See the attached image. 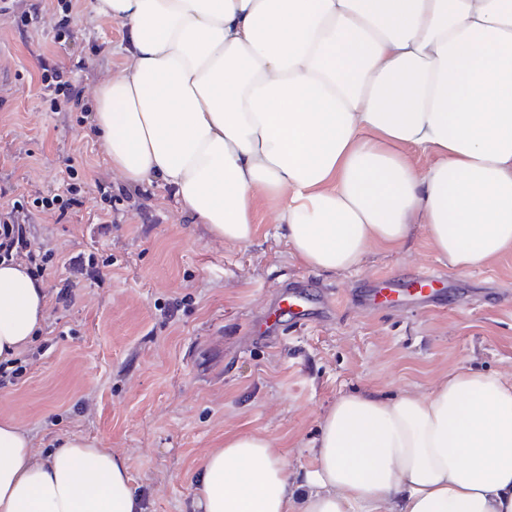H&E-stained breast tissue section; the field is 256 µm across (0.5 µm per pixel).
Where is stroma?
Here are the masks:
<instances>
[{"label":"stroma","mask_w":512,"mask_h":512,"mask_svg":"<svg viewBox=\"0 0 512 512\" xmlns=\"http://www.w3.org/2000/svg\"><path fill=\"white\" fill-rule=\"evenodd\" d=\"M72 3L61 35L47 0H0V210L75 181L81 206L34 217L58 249L43 284L62 287L81 252L105 275L48 303L26 370L0 390V420L34 457L64 438L93 440L126 459L143 512H193L199 468L225 435L267 438L295 470L310 465L320 418L341 395L425 393L463 367L512 378V250L459 270L417 224L400 247L320 274L274 236L271 203L257 210L252 242L238 244L186 220L162 184L129 189L94 131L96 89L122 64L112 52L121 27L91 19L88 0ZM45 61L80 89L79 105L51 111ZM103 216L108 237L93 231ZM428 268L446 275L454 300L374 307L358 296L378 277ZM288 289L312 319L269 320Z\"/></svg>","instance_id":"stroma-1"}]
</instances>
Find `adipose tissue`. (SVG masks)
Instances as JSON below:
<instances>
[{
	"label": "adipose tissue",
	"mask_w": 512,
	"mask_h": 512,
	"mask_svg": "<svg viewBox=\"0 0 512 512\" xmlns=\"http://www.w3.org/2000/svg\"><path fill=\"white\" fill-rule=\"evenodd\" d=\"M122 27L123 66L95 126L128 185L249 243L259 200L318 273L357 268L421 223L468 269L512 247V0H92ZM437 161L415 169L402 147ZM43 283L0 263V361L41 328ZM197 512H512V379L459 370L426 393L347 394L312 463L225 436ZM0 512H141L128 467L69 438L34 460L0 421Z\"/></svg>",
	"instance_id": "adipose-tissue-1"
}]
</instances>
